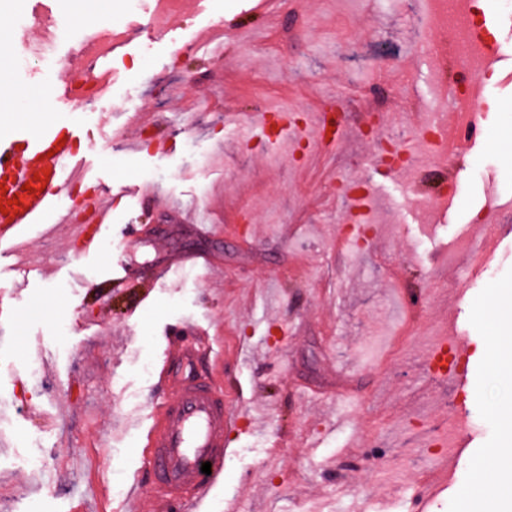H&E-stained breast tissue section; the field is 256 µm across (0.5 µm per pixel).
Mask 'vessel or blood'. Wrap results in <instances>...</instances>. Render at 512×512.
I'll return each mask as SVG.
<instances>
[{"instance_id":"b4317fda","label":"vessel or blood","mask_w":512,"mask_h":512,"mask_svg":"<svg viewBox=\"0 0 512 512\" xmlns=\"http://www.w3.org/2000/svg\"><path fill=\"white\" fill-rule=\"evenodd\" d=\"M470 42L482 54L484 66L498 58L499 45L487 24H480L468 34ZM86 128L77 122L66 131L52 126L30 129L15 127L0 139V184L7 196L17 197V211L0 213V244L13 243L21 229L42 223L55 203L65 195L72 182L76 164L74 145L84 138ZM45 181H38V174ZM32 191H25V184ZM92 223L78 226L72 237L79 254L88 255L98 248L99 232L112 218V184L103 180L88 198ZM208 340L205 332L175 340V352L167 356L159 369L160 379L172 395L161 402L146 436V452L152 479L138 491L150 495L162 512H189L211 490L224 481V435L233 429L235 419L224 405V392L200 347ZM210 463V473H202L203 463Z\"/></svg>"}]
</instances>
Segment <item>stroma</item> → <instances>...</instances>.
Segmentation results:
<instances>
[{
  "instance_id": "obj_1",
  "label": "stroma",
  "mask_w": 512,
  "mask_h": 512,
  "mask_svg": "<svg viewBox=\"0 0 512 512\" xmlns=\"http://www.w3.org/2000/svg\"><path fill=\"white\" fill-rule=\"evenodd\" d=\"M500 26L501 60L483 80V141L449 145L454 166L422 173L378 167L388 138L431 117L447 72V32L422 43L409 0H0V43L24 58L10 80L16 111L49 87L26 45L53 27L63 67L90 72L84 32H111L108 96L50 108L61 128L92 117L78 145L112 182V222L83 259L54 216L0 247V297L23 323L0 332V512H123L113 481L150 480L142 463L151 412L168 397L157 375L184 324L208 330L203 354L240 416L228 436L223 486L200 512H454L489 449L512 445V387L492 365L485 314L512 292V210L476 223L489 192L512 200V13L480 0ZM210 28L211 49L193 41ZM340 107L343 148L262 134L279 113L313 118ZM456 193L436 201L439 180ZM370 196L366 244H341L349 199ZM138 243L148 265L123 269ZM209 254L214 268L188 263ZM183 265L159 276L156 263ZM51 265L42 280L36 267ZM127 273L134 288L99 303L85 284ZM466 337L468 382L427 356ZM274 356H266L268 348ZM468 436L445 453L439 435Z\"/></svg>"
}]
</instances>
